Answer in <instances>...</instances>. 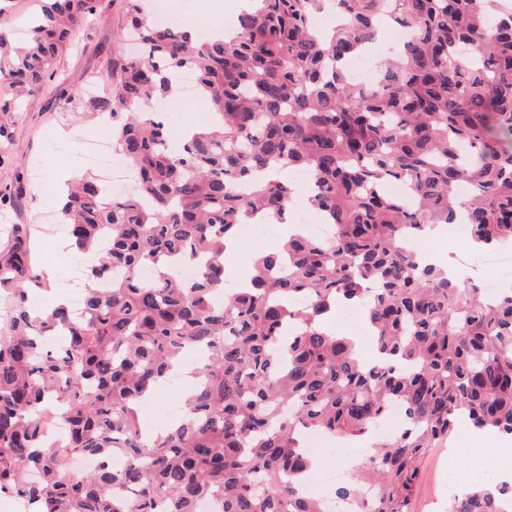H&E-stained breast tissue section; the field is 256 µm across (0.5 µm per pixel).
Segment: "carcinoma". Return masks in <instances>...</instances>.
Masks as SVG:
<instances>
[{"mask_svg":"<svg viewBox=\"0 0 512 512\" xmlns=\"http://www.w3.org/2000/svg\"><path fill=\"white\" fill-rule=\"evenodd\" d=\"M327 1L340 22L323 35L313 17ZM127 2L141 51L120 66L115 96L90 106L112 115V147L139 185L114 199L84 174L63 197L70 246L91 258L82 318L68 306L31 315L29 290L43 280L25 225L0 248V495L36 512H195L213 496L222 512H324L297 482L311 463L302 431L358 440L396 403L406 426L369 449L336 498L357 512H409L421 461L460 420L512 437V287L485 301L419 261L425 228L455 223L460 183L470 240L486 244L476 253L512 246V10L246 0L234 34L194 42L150 23L146 0ZM96 10V0H41L24 38L0 32V112L42 88ZM385 25L409 37L375 86L357 89L344 62ZM186 69L216 120L173 150L153 105ZM285 168L313 177L311 210L332 237H288L215 302L226 242L291 206ZM392 180L410 201L385 191ZM196 260L194 279L174 275ZM339 303L364 307L373 362L319 329ZM62 328L63 346L45 349ZM190 351L202 360L188 413L147 440L137 407ZM49 406L68 423L61 444L44 434ZM117 451L128 458L120 471ZM72 454L97 468L70 470ZM448 512H512V481L455 491Z\"/></svg>","mask_w":512,"mask_h":512,"instance_id":"cac0c4a2","label":"carcinoma"}]
</instances>
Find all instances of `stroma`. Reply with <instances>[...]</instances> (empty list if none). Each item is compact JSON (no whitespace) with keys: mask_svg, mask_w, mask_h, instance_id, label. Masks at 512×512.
<instances>
[{"mask_svg":"<svg viewBox=\"0 0 512 512\" xmlns=\"http://www.w3.org/2000/svg\"><path fill=\"white\" fill-rule=\"evenodd\" d=\"M168 10L193 27H238L241 0H165ZM125 0H99L97 13L79 32L75 45L57 62V71L40 91L31 95L21 111L0 112V125L12 131L7 152L0 154V190L10 189L15 203L0 212V246L11 240L12 227L38 230L37 268L47 283V294L57 291L58 277L75 265L72 253L59 246L63 232L40 233L42 216L56 212L57 173L82 174L81 141L104 135L102 118L84 111L88 97H106L114 89L115 66L133 53L123 38ZM482 434L467 432L458 448H435L424 458L410 512H448V476L466 477L474 460H482L491 477L512 470V444L490 453Z\"/></svg>","mask_w":512,"mask_h":512,"instance_id":"stroma-1","label":"stroma"}]
</instances>
